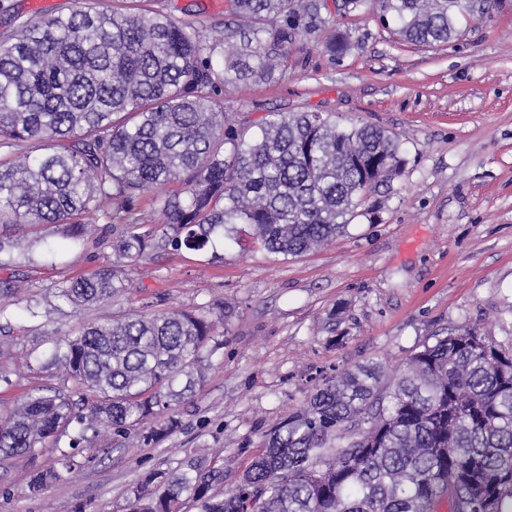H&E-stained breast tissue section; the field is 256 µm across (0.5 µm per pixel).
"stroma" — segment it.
Here are the masks:
<instances>
[{
	"label": "stroma",
	"mask_w": 512,
	"mask_h": 512,
	"mask_svg": "<svg viewBox=\"0 0 512 512\" xmlns=\"http://www.w3.org/2000/svg\"><path fill=\"white\" fill-rule=\"evenodd\" d=\"M180 19L218 23L225 0H159ZM328 30L349 34L335 61L313 38L293 47L286 76L228 87L226 111L258 124L266 112L320 110L343 126L395 134L405 166L357 209L344 233L297 257H273L249 225L211 252L167 250L127 268L131 293L92 309H66L45 332L68 334L118 312L224 305V348L204 385L125 438L102 435L97 457L39 496L28 461L0 468V512H127L139 474L176 468L190 451L226 460L225 489L274 424L299 415L323 376L366 361L386 372L430 337L462 326L512 346V6L459 22L445 45L402 42L377 12L328 5ZM112 250L86 240L52 257L34 246L0 278L32 292L106 266ZM152 440H144L146 430Z\"/></svg>",
	"instance_id": "stroma-1"
}]
</instances>
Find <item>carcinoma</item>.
Wrapping results in <instances>:
<instances>
[{
  "mask_svg": "<svg viewBox=\"0 0 512 512\" xmlns=\"http://www.w3.org/2000/svg\"><path fill=\"white\" fill-rule=\"evenodd\" d=\"M144 0H70L17 19L0 36V255L27 260L51 224L78 244L103 226L108 267L51 290L36 322L129 291L124 268L171 248L206 251L248 224L276 257L299 256L345 230L367 197L400 176L399 141L371 124L341 127L319 111L266 113L258 131L224 111V87L275 83L291 48L326 28L322 0H227L210 26ZM399 38L446 43L468 0H373ZM337 60L353 48L325 42ZM30 141L43 152L24 150ZM224 306L112 315L14 360L0 308V380L50 366L57 382L0 410V464L52 463L28 491L64 480L95 454L100 430L120 436L161 416L205 380L224 348ZM374 362L324 377L300 415L273 426L264 448L220 491L224 467L194 452L171 472L141 474L129 512H512V349L463 326L412 353L386 383ZM333 437L347 444L326 447Z\"/></svg>",
  "mask_w": 512,
  "mask_h": 512,
  "instance_id": "carcinoma-1",
  "label": "carcinoma"
}]
</instances>
